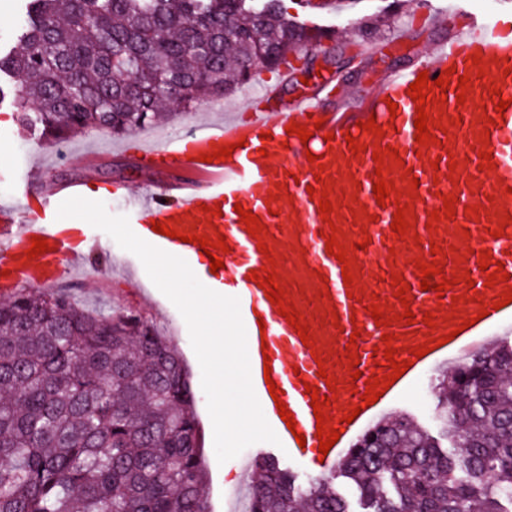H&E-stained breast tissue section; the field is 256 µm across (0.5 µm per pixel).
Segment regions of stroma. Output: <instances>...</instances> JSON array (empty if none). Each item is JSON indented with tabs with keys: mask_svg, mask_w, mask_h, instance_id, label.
Segmentation results:
<instances>
[{
	"mask_svg": "<svg viewBox=\"0 0 512 512\" xmlns=\"http://www.w3.org/2000/svg\"><path fill=\"white\" fill-rule=\"evenodd\" d=\"M317 0H281V8L306 30L320 34L312 48L289 52V71L257 69L256 79L281 87V103L290 106L297 100L320 95L325 103L361 97L390 72L413 65L449 36L466 29L468 17H482L474 0H344L333 8H320ZM352 58L353 66L343 79H336L335 62ZM241 93L225 96L223 110H215L210 100L191 103L173 115L168 125L178 132L198 121L220 122L230 114L247 112ZM141 130L115 136L94 132L55 144L20 131L10 107L0 106V203H11L23 183L66 187L82 184L92 199L106 204L114 215L125 212L122 197L108 195V185L138 191L157 181L158 173L141 164L132 142L141 139ZM103 146L106 158L89 167L76 159L77 150ZM126 250L113 246L105 262L83 259L65 278L77 299L88 307L130 310L163 327L182 354L189 372L199 420L202 461L208 478L211 512H239L246 506L252 489L250 476L259 475L263 458L277 457L281 467L309 480L313 473L301 463L276 455L271 443L259 442L237 457L218 463L209 435V413L201 380L202 372L191 346L187 325L172 302L149 279L141 261L125 269ZM460 356L438 361L421 376L415 387L391 406L382 410L385 419H407L427 427L431 424L434 387L443 378L445 367L460 363Z\"/></svg>",
	"mask_w": 512,
	"mask_h": 512,
	"instance_id": "1",
	"label": "stroma"
}]
</instances>
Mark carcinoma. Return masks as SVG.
<instances>
[{"label": "carcinoma", "instance_id": "obj_1", "mask_svg": "<svg viewBox=\"0 0 512 512\" xmlns=\"http://www.w3.org/2000/svg\"><path fill=\"white\" fill-rule=\"evenodd\" d=\"M310 40L280 0H26L0 49V104L55 140L123 134ZM176 85L187 95L171 97ZM132 316L67 288L0 296V512H209L188 370ZM445 378L437 434L384 419L346 456L365 512H512V343ZM260 468L247 512H350L326 480Z\"/></svg>", "mask_w": 512, "mask_h": 512}]
</instances>
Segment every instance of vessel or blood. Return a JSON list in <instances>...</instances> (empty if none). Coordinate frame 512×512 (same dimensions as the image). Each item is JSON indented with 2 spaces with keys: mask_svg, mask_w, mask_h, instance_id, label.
<instances>
[{
  "mask_svg": "<svg viewBox=\"0 0 512 512\" xmlns=\"http://www.w3.org/2000/svg\"><path fill=\"white\" fill-rule=\"evenodd\" d=\"M449 73V87H433L428 105L431 118H442L447 130L436 131V140L419 146L416 103L408 93L420 72ZM469 75L468 90L458 80ZM499 87L503 98L512 97V35H503L498 23L472 20L469 35L442 42L431 57L392 72L381 84L353 105L325 106L321 98L299 100L282 107L278 88L261 81L251 85L249 112L221 123L197 125L189 131L163 138L155 147L139 146L145 165L156 168L189 166L190 175L165 182L126 198L127 217L133 231L148 243L177 255L190 264H207L200 243L186 242L189 234L211 240L225 238L229 253L224 269L215 274L227 295L238 297L246 328L252 385L265 417L290 458L316 470L335 469L365 422L410 388L422 372L447 352H461L467 341L477 339L503 322H512V303L500 305L502 292L512 289V107L497 113L489 93ZM466 103H459L458 93ZM397 111H390L389 103ZM375 120L381 135L364 130ZM306 126L311 136L301 142L288 133L289 124ZM489 139H482V132ZM364 143L365 151L353 154L349 140ZM233 146L231 158L205 162L215 150ZM398 149L397 158H385L382 178L401 190V197L377 202L373 185L380 176L374 151L386 146ZM490 150L492 168H481L482 150ZM320 163L308 161V154ZM457 199L455 215L432 221L431 213L443 210V198ZM333 205L329 220H322L321 197ZM60 192L38 190L26 195L22 205L0 204V288L23 284L31 288L57 286L84 251L102 246L97 228L82 224L67 228L58 224ZM413 208L411 232L398 234L391 223L398 205ZM476 214H469V207ZM250 211L263 225L252 236L242 222L241 211ZM177 228L179 238L153 231V223ZM338 227L337 241L347 248L352 286H345L342 264L326 251L325 234ZM45 238L47 252L28 257L33 237ZM366 248H359V241ZM441 254H432V246ZM487 251L493 262L502 263L508 278L487 286V273L479 268V254ZM275 260L277 284L284 291L282 305L272 304L264 289L252 280V271ZM442 264L432 275L430 290H422L418 262ZM470 282H463L462 273ZM409 284L407 302L395 297L393 275ZM450 280L452 288L436 294L434 286ZM379 302L390 325H376L369 306ZM488 315H481L483 304ZM296 308L310 333L301 341L294 326L279 308ZM412 312L414 323L403 321ZM432 313L434 326L422 318ZM473 319L463 328L464 319ZM393 334L397 360L409 369L385 390L377 402L353 422H346L351 407L360 406L366 382L387 375L383 354L375 353L382 334ZM449 336L424 357L411 355L412 348ZM359 356L360 379H352L350 353ZM335 377L336 389H328L327 377ZM275 380L278 395H271L267 382ZM319 396H330L325 413L330 426L341 427L339 440L327 455H320L317 420L307 386ZM284 402L296 426L288 428L279 415L277 402ZM304 443H297L296 433Z\"/></svg>",
  "mask_w": 512,
  "mask_h": 512,
  "instance_id": "obj_1",
  "label": "vessel or blood"
}]
</instances>
